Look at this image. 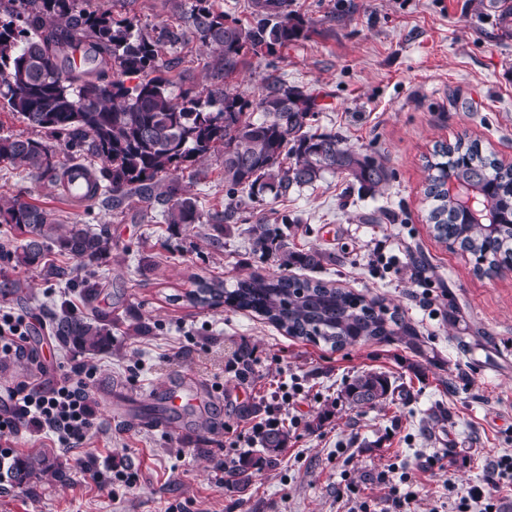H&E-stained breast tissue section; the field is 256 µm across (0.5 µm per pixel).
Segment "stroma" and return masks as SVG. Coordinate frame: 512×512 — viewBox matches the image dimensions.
<instances>
[{"instance_id": "35a3bbf8", "label": "stroma", "mask_w": 512, "mask_h": 512, "mask_svg": "<svg viewBox=\"0 0 512 512\" xmlns=\"http://www.w3.org/2000/svg\"><path fill=\"white\" fill-rule=\"evenodd\" d=\"M192 0H90L142 28L168 25L180 40L166 48L174 89L225 88L257 102L266 83L311 92L319 107L312 129L332 131L355 150L380 156L389 179L365 193L339 173L288 196L228 197L220 160L177 171L203 213L233 207L223 229L165 223L160 210L76 204L49 178L0 161V199L53 210L65 223L107 227L112 247L91 271L50 251L72 282L43 268H5L0 309L33 317L25 356L0 363V390L22 381H58L80 361L96 364L97 431L78 448L21 430L14 455L44 452L69 479L37 484L0 480V512H347L349 487L389 512L380 480L415 473L414 512H449L454 500L484 487L494 461L512 453V270H477L474 257L438 241L425 197L436 145L478 141L512 165V38L502 37L479 0H291L306 39L276 55L250 58L230 76L186 30ZM266 224L296 250L330 262L309 272L338 288L380 301L417 331L421 351L399 338L332 349L288 336L267 320L189 299L198 280L225 285L278 271L253 252L247 230ZM93 274L98 294L78 280ZM74 303L87 317H112V343L90 356L63 347L51 313ZM252 351L243 375L226 360ZM385 373L394 393L373 408L348 404L344 391L366 372ZM183 375L212 396L207 414L155 422V392ZM275 414L288 440L275 464L252 470L225 490V460L263 454L256 423ZM249 444L229 445L236 433ZM447 468H439L438 459ZM98 479L86 482L83 469ZM132 483L118 481V473Z\"/></svg>"}]
</instances>
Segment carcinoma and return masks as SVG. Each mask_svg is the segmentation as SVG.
Listing matches in <instances>:
<instances>
[{
	"mask_svg": "<svg viewBox=\"0 0 512 512\" xmlns=\"http://www.w3.org/2000/svg\"><path fill=\"white\" fill-rule=\"evenodd\" d=\"M251 7L255 24L247 27L228 20L219 0H194L186 16L192 33L214 49L226 76L248 56L274 55L308 34L306 22L288 11V0H251ZM486 7L502 34L512 37V0H488ZM178 39L168 28L148 32L109 10L81 9L78 0H0V101L65 151L60 161L39 139L0 134V161L61 182L81 166L80 158L96 157L102 166L95 172L94 195L107 194L115 210L133 203L159 207L168 224L203 223L193 198L169 174L206 156L221 160L230 197L246 190L250 197L278 199L327 172L348 176L368 193L387 183L380 158L347 147L333 132L307 129L316 97L297 86L270 82L254 104L220 88L205 96L192 89L174 92L163 54ZM141 73L146 78L140 83L125 86V78ZM252 106L263 119L247 115ZM435 156L439 160L427 164V197L437 237L469 251L489 271L512 262V166L484 154L478 142L461 139ZM450 176L462 197L449 196ZM0 224L20 236L14 248L0 250V262L14 268L41 265L55 247L88 269L111 250L106 230L64 225L52 211L18 198L0 200ZM251 241L253 250L274 257L282 272L239 280L232 288L202 280L190 295L194 303L250 310L290 336L333 349L393 336L416 343L415 330L386 308L351 291L288 275L291 268L321 267L324 253L291 250L266 224L252 226ZM51 323L62 345L82 352H98L111 341L104 318L65 309ZM390 389L385 374L367 372L345 395L355 407L372 408ZM286 440L281 429L267 431L262 440L267 457L242 460L233 475L247 481L249 468L272 462ZM49 471L66 480L65 471L43 454L18 456L13 465L20 483L37 482Z\"/></svg>",
	"mask_w": 512,
	"mask_h": 512,
	"instance_id": "cac0c4a2",
	"label": "carcinoma"
}]
</instances>
